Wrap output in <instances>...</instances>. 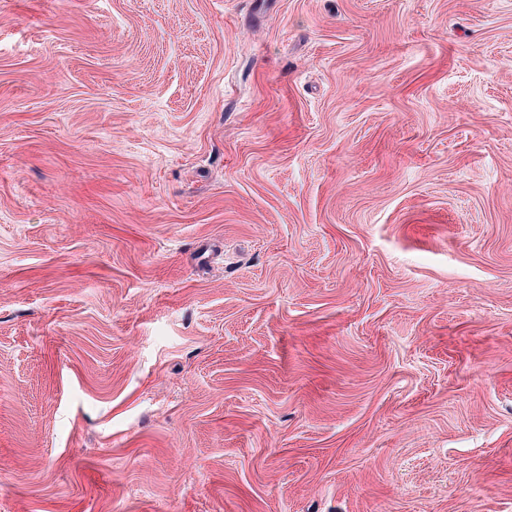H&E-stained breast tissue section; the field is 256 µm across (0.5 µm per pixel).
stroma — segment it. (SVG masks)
<instances>
[{
  "label": "stroma",
  "instance_id": "35a3bbf8",
  "mask_svg": "<svg viewBox=\"0 0 512 512\" xmlns=\"http://www.w3.org/2000/svg\"><path fill=\"white\" fill-rule=\"evenodd\" d=\"M0 512H512V0H0Z\"/></svg>",
  "mask_w": 512,
  "mask_h": 512
}]
</instances>
